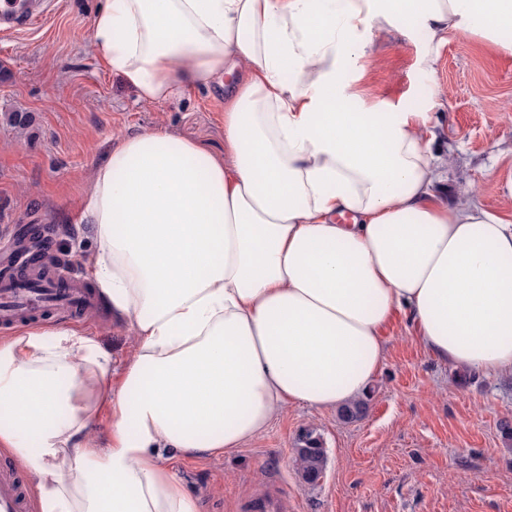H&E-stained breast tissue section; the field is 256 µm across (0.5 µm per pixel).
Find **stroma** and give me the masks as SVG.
I'll return each mask as SVG.
<instances>
[{
  "label": "stroma",
  "instance_id": "stroma-1",
  "mask_svg": "<svg viewBox=\"0 0 512 512\" xmlns=\"http://www.w3.org/2000/svg\"><path fill=\"white\" fill-rule=\"evenodd\" d=\"M102 0H50L41 25L0 35V234L12 224L47 228L65 264L84 270L95 249L78 223L80 191L92 165L121 135L165 128L224 150L215 93L235 75L157 105L109 71L91 45ZM364 65L353 87L368 103L427 113L438 164L435 191L447 206L473 199L512 215V53L465 32L437 38L400 23L363 39ZM7 112L31 113L27 131ZM46 326L90 332L122 366L133 351L127 321L103 309L56 315ZM387 356L371 386L368 411L346 422L337 410L291 405L260 437L220 456L173 455L169 464L202 512H512V376L465 374L434 357L415 329L395 316ZM321 434V480L301 482L294 465L301 428Z\"/></svg>",
  "mask_w": 512,
  "mask_h": 512
}]
</instances>
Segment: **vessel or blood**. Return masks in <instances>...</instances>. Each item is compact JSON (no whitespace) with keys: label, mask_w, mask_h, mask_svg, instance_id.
<instances>
[{"label":"vessel or blood","mask_w":512,"mask_h":512,"mask_svg":"<svg viewBox=\"0 0 512 512\" xmlns=\"http://www.w3.org/2000/svg\"><path fill=\"white\" fill-rule=\"evenodd\" d=\"M45 17L43 0H0V33L35 26ZM96 298L71 271L46 268L39 258L22 253L16 242L0 246V327L63 310L82 314ZM0 512H33L19 473L0 462Z\"/></svg>","instance_id":"obj_1"}]
</instances>
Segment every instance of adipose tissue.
I'll list each match as a JSON object with an SVG mask.
<instances>
[{
  "label": "adipose tissue",
  "instance_id": "1",
  "mask_svg": "<svg viewBox=\"0 0 512 512\" xmlns=\"http://www.w3.org/2000/svg\"><path fill=\"white\" fill-rule=\"evenodd\" d=\"M404 18L512 50V0H105L92 46L142 103L240 79L227 157L155 129L91 168L86 273L136 336L120 377L74 328L0 337V450L42 512H201L166 453L357 401L398 313L443 362L512 374V221L443 205L425 113L352 87L361 31Z\"/></svg>",
  "mask_w": 512,
  "mask_h": 512
}]
</instances>
